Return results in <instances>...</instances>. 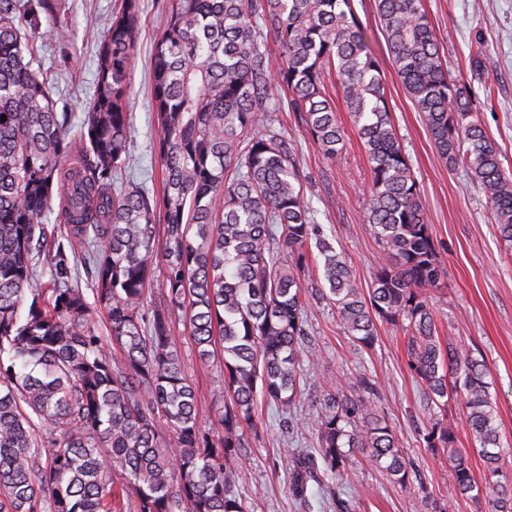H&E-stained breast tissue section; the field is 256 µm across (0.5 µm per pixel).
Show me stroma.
Returning a JSON list of instances; mask_svg holds the SVG:
<instances>
[{
  "mask_svg": "<svg viewBox=\"0 0 512 512\" xmlns=\"http://www.w3.org/2000/svg\"><path fill=\"white\" fill-rule=\"evenodd\" d=\"M122 0H58L43 27L66 25V48L41 40L39 65L46 72L61 108L81 120L94 93L99 44ZM449 73L469 91L480 118L512 170V0H423ZM169 0H140L128 107L131 139L123 180L146 182L161 189L162 173L153 150L151 55ZM483 48L494 64L475 70L470 54ZM389 108L405 153L419 183L421 199L433 226L439 259L445 270L432 292L439 334L465 345L488 369L489 393L502 447L512 464V260L506 256L489 205L462 169L449 167L438 155L427 127L393 67H386ZM292 144L305 178L306 199L325 235L341 252L360 285H368L379 248L363 210L370 173L357 137H350L336 159L323 157L293 113L274 115ZM307 349L320 357L308 374L290 416L263 407L248 430L249 461L239 470L236 489L250 512H484L483 504L452 500L443 483L448 469L443 450L426 448L419 433L428 421L422 389L405 363L403 335L380 325L374 347L358 350L325 303L311 304L307 316ZM174 341L193 376L199 423L209 428L224 405V366L201 365L195 347L176 329ZM366 374L376 382L374 401L400 438L421 474L402 486L375 463L357 464L334 481L323 474L308 478L303 493L291 484L294 460L316 446L314 420L324 390L339 379Z\"/></svg>",
  "mask_w": 512,
  "mask_h": 512,
  "instance_id": "1",
  "label": "stroma"
}]
</instances>
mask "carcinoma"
Segmentation results:
<instances>
[{
	"label": "carcinoma",
	"instance_id": "carcinoma-1",
	"mask_svg": "<svg viewBox=\"0 0 512 512\" xmlns=\"http://www.w3.org/2000/svg\"><path fill=\"white\" fill-rule=\"evenodd\" d=\"M376 6L393 69L439 156L470 174L512 248V172L443 62L422 0ZM139 10V0H123L113 14L74 131L34 67L41 16L54 3L0 0V512H246L235 491L246 432L258 399L289 413L302 393L316 365L304 354L314 296L336 307L361 350L378 325L401 329L429 413L420 437L448 452L449 496L512 512L487 367L438 336L430 290L445 272L385 71L351 0H171L152 60L160 194L114 181L129 148ZM331 74L370 167L365 213L381 259L366 289L316 224L272 118L280 90L336 158L347 133L326 92ZM52 211L54 223H42ZM159 259L165 305L149 311ZM80 263L94 281L89 295L74 275ZM181 316L199 361L222 357L224 410L208 430L173 339ZM373 392L361 375L352 390L324 395L315 422L323 474L357 454L409 484L415 467ZM456 395L471 448L455 446Z\"/></svg>",
	"mask_w": 512,
	"mask_h": 512
}]
</instances>
